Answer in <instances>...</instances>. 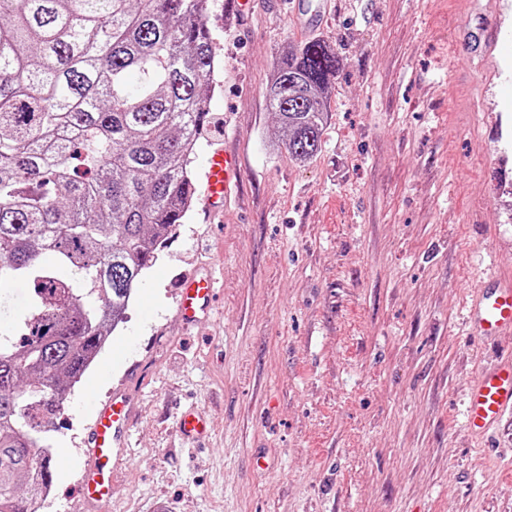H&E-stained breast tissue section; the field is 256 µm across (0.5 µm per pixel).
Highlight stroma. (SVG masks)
Wrapping results in <instances>:
<instances>
[{
    "mask_svg": "<svg viewBox=\"0 0 512 512\" xmlns=\"http://www.w3.org/2000/svg\"><path fill=\"white\" fill-rule=\"evenodd\" d=\"M288 3L209 2L220 65L191 169L224 148L241 168L219 211L195 199L66 404L45 512H91L87 396L121 384L131 446L107 512H512V416L482 449L461 419L493 357L463 303L512 270V0H332L310 28ZM315 38L341 64L299 163L265 88ZM207 269L215 311L184 327L178 288ZM190 406L204 441L177 431Z\"/></svg>",
    "mask_w": 512,
    "mask_h": 512,
    "instance_id": "obj_1",
    "label": "stroma"
}]
</instances>
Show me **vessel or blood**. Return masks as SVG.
Returning <instances> with one entry per match:
<instances>
[{
  "label": "vessel or blood",
  "mask_w": 512,
  "mask_h": 512,
  "mask_svg": "<svg viewBox=\"0 0 512 512\" xmlns=\"http://www.w3.org/2000/svg\"><path fill=\"white\" fill-rule=\"evenodd\" d=\"M205 202L214 207L225 199L237 160L217 150L205 158ZM216 294L213 275L186 279L181 285L177 315L183 324L193 325L206 318ZM470 333L488 340L512 334V275L493 278L487 286L474 289L464 310ZM133 406L122 391L101 403L93 416L86 440L88 464L78 479L79 492L87 504L100 507L111 498L112 470L130 445ZM512 412V355L503 357L478 373L470 385L463 407V425L473 441L483 440L505 414ZM186 438L202 435L206 422L195 410L184 412L177 423Z\"/></svg>",
  "instance_id": "1"
}]
</instances>
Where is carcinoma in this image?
<instances>
[{"label": "carcinoma", "mask_w": 512, "mask_h": 512, "mask_svg": "<svg viewBox=\"0 0 512 512\" xmlns=\"http://www.w3.org/2000/svg\"><path fill=\"white\" fill-rule=\"evenodd\" d=\"M209 0H0V512H37L46 434L190 210L219 59ZM339 70L288 50L266 100L296 161ZM33 284L23 311L7 285Z\"/></svg>", "instance_id": "cac0c4a2"}]
</instances>
